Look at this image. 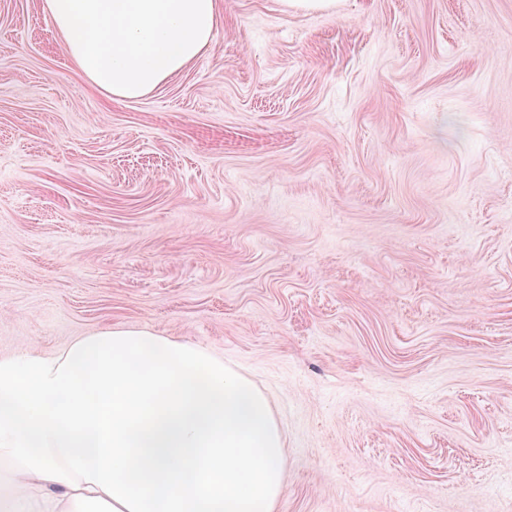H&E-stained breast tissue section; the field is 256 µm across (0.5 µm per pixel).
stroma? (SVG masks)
Wrapping results in <instances>:
<instances>
[{"label":"stroma","mask_w":512,"mask_h":512,"mask_svg":"<svg viewBox=\"0 0 512 512\" xmlns=\"http://www.w3.org/2000/svg\"><path fill=\"white\" fill-rule=\"evenodd\" d=\"M107 326L269 396L276 512H512V0H222L125 101L0 0V355Z\"/></svg>","instance_id":"stroma-1"}]
</instances>
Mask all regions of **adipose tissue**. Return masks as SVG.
<instances>
[{"mask_svg":"<svg viewBox=\"0 0 512 512\" xmlns=\"http://www.w3.org/2000/svg\"><path fill=\"white\" fill-rule=\"evenodd\" d=\"M101 93L137 99L197 60L218 0H45ZM267 398L204 348L105 327L0 356V512H274Z\"/></svg>","mask_w":512,"mask_h":512,"instance_id":"obj_1","label":"adipose tissue"}]
</instances>
